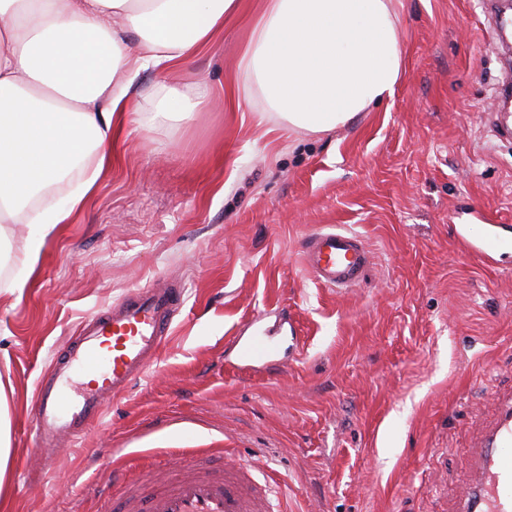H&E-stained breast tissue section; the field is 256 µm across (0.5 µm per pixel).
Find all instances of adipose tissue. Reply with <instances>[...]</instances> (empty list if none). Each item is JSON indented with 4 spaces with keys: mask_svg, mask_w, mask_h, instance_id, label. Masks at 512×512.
Returning <instances> with one entry per match:
<instances>
[{
    "mask_svg": "<svg viewBox=\"0 0 512 512\" xmlns=\"http://www.w3.org/2000/svg\"><path fill=\"white\" fill-rule=\"evenodd\" d=\"M240 0H0V240L25 223V288L47 237L67 223L137 118L156 128L212 103L208 82L159 83L151 68L209 46ZM396 0H264L238 60L236 105L260 101L289 129L324 134L392 98L404 68ZM56 207L38 202L71 178Z\"/></svg>",
    "mask_w": 512,
    "mask_h": 512,
    "instance_id": "adipose-tissue-1",
    "label": "adipose tissue"
}]
</instances>
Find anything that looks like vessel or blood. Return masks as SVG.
I'll return each mask as SVG.
<instances>
[{"label": "vessel or blood", "mask_w": 512, "mask_h": 512, "mask_svg": "<svg viewBox=\"0 0 512 512\" xmlns=\"http://www.w3.org/2000/svg\"><path fill=\"white\" fill-rule=\"evenodd\" d=\"M305 270L324 286L355 287L370 265L364 239L325 226L308 233L300 246ZM184 288L133 290L111 310L88 318L68 346L39 379L30 414L35 422L34 448L44 455L60 439H81L100 418L104 406L123 395L160 355L184 303ZM253 331L235 342L234 360L243 368L277 362L279 340L264 315ZM82 382H74V375ZM499 417L476 445L475 478L460 496L456 512H512V395L498 402ZM197 450L180 469L171 471L159 492L138 485L119 512H274L267 485L248 461L199 470L207 458Z\"/></svg>", "instance_id": "1"}]
</instances>
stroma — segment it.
<instances>
[{
    "label": "stroma",
    "instance_id": "35a3bbf8",
    "mask_svg": "<svg viewBox=\"0 0 512 512\" xmlns=\"http://www.w3.org/2000/svg\"><path fill=\"white\" fill-rule=\"evenodd\" d=\"M213 44L142 72L143 87L207 80L212 109L129 124L117 162L47 238L22 292L0 295V383L12 461L0 512H116L113 449L224 448L274 475L288 512H453L470 445L512 386V249L486 259L484 218L512 241V138L490 115L512 51L481 0H401L405 73L392 101L324 135L223 98L263 0ZM335 225L372 264L348 292L317 283L299 245ZM172 283L185 303L156 363L79 444L32 453L39 377L88 316ZM285 309L304 338L272 373L226 372L254 315Z\"/></svg>",
    "mask_w": 512,
    "mask_h": 512
}]
</instances>
